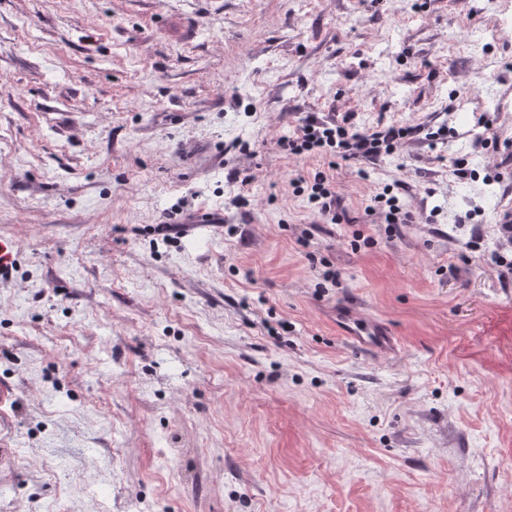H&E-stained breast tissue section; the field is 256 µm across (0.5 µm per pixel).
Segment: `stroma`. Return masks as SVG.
I'll use <instances>...</instances> for the list:
<instances>
[{"label":"stroma","instance_id":"35a3bbf8","mask_svg":"<svg viewBox=\"0 0 512 512\" xmlns=\"http://www.w3.org/2000/svg\"><path fill=\"white\" fill-rule=\"evenodd\" d=\"M505 5L0 0V512H512ZM309 114L419 133L288 155ZM292 184L299 194L306 193L308 202L318 215L330 221L327 223L336 224L341 220V216L336 213V189L324 172L319 171L312 178L300 175L293 179ZM389 188L373 199V206H369V211H381L385 214V220L388 224L403 223L410 218L409 212L405 211L399 196L388 193ZM336 312V326L357 349L373 354H388L397 350L395 336L380 321L360 318L349 307H338Z\"/></svg>","mask_w":512,"mask_h":512}]
</instances>
